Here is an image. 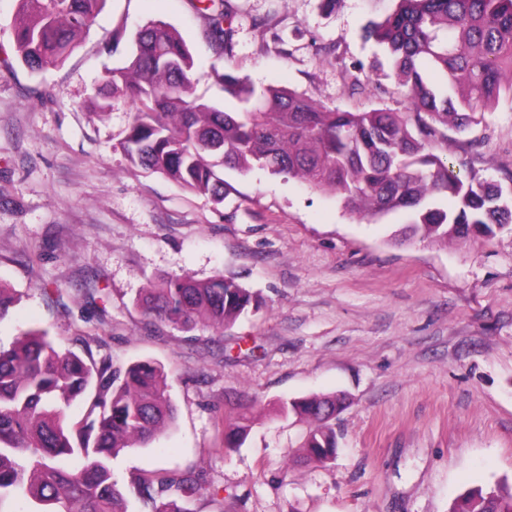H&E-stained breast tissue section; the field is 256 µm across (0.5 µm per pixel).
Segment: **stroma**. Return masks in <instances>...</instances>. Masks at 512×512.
Masks as SVG:
<instances>
[{
	"instance_id": "stroma-1",
	"label": "stroma",
	"mask_w": 512,
	"mask_h": 512,
	"mask_svg": "<svg viewBox=\"0 0 512 512\" xmlns=\"http://www.w3.org/2000/svg\"><path fill=\"white\" fill-rule=\"evenodd\" d=\"M195 3L105 0L66 61L34 72L16 50L18 0H0V282L21 296L0 347L38 327L117 370L161 364L175 422L111 468L123 483L202 473L187 512H448L467 490L512 484V231L404 241L407 211L363 219L259 167L221 169L217 203L124 158L131 103L94 105L138 30L160 21L194 58V97L222 110L242 109L215 79L230 70L330 109L407 111V87L365 36L398 0H229L221 56ZM446 135L437 151L461 175L512 185V99ZM178 274L233 278L262 306L224 329L147 319L138 294ZM335 392L338 455L307 463V423L277 407ZM228 410L251 418L229 452L216 424Z\"/></svg>"
}]
</instances>
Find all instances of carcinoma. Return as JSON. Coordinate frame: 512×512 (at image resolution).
Masks as SVG:
<instances>
[{"mask_svg":"<svg viewBox=\"0 0 512 512\" xmlns=\"http://www.w3.org/2000/svg\"><path fill=\"white\" fill-rule=\"evenodd\" d=\"M14 35L32 71L63 63L104 0H18ZM211 46L231 47L232 12L226 0H198ZM367 37L388 46L412 111L343 112L313 104L285 88L257 87L220 75L224 93L244 104L226 112L192 97L194 59L178 32L153 22L137 35L125 67L107 72L95 97L103 111L136 105L119 148L128 162L182 187L224 199L217 168L306 180L339 196L361 218L407 209L404 236L442 244L475 241L512 225V200L476 176L460 177L434 152L444 128L464 131L483 122L502 96L512 97V0H400V8ZM18 301L0 284V322ZM136 305L149 318L191 330L197 324L233 325L260 301L232 278L200 282L173 275L143 290ZM97 391L76 426L68 412L92 378ZM344 398L313 395L282 401L278 411L310 423L302 447L310 462L335 457L333 421ZM175 407L161 365L138 361L125 371L60 351L39 328L0 349V512L19 499L32 512H128L134 497L151 512H187L179 501L203 490L201 477L166 469L131 474L120 484L110 460L155 441L173 423ZM226 450L243 445L249 418L219 417ZM80 457L77 466L68 460ZM449 512H512V484L463 494Z\"/></svg>","mask_w":512,"mask_h":512,"instance_id":"obj_1","label":"carcinoma"}]
</instances>
